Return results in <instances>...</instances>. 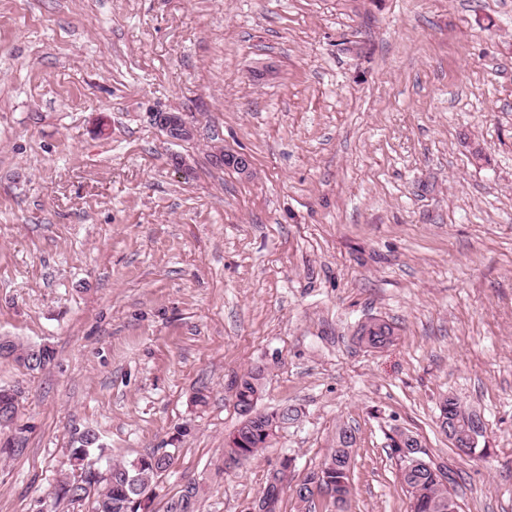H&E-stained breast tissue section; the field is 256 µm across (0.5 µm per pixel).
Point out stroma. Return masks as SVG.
Listing matches in <instances>:
<instances>
[{
    "label": "stroma",
    "mask_w": 512,
    "mask_h": 512,
    "mask_svg": "<svg viewBox=\"0 0 512 512\" xmlns=\"http://www.w3.org/2000/svg\"><path fill=\"white\" fill-rule=\"evenodd\" d=\"M372 318L392 344L354 343ZM0 336L54 351L0 359V512H73L89 427L111 464L174 452L154 512L195 480L198 512H247L341 425L350 512H408L395 428L461 512H512V0H0ZM257 366L259 410L301 415L217 471ZM448 396L487 457L441 430ZM25 346L10 337L1 336L0 359L12 360L30 372L43 370L53 360L54 352L50 347L31 348Z\"/></svg>",
    "instance_id": "35a3bbf8"
}]
</instances>
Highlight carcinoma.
<instances>
[{"mask_svg": "<svg viewBox=\"0 0 512 512\" xmlns=\"http://www.w3.org/2000/svg\"><path fill=\"white\" fill-rule=\"evenodd\" d=\"M395 327L373 318L360 325L357 341L367 348L380 349L393 342ZM54 352L48 346L27 347L10 338L0 337V359H8L30 372L43 370L53 360ZM264 370L256 367L234 380L236 407L243 417L241 425L224 438L222 470L240 467L268 447L277 432L299 417V410L286 406L272 412L250 409L259 401L264 388ZM16 391L0 387V426L7 427L18 413L14 402ZM454 415L472 421L477 415L462 407L457 400L447 398L440 405V416ZM347 426L336 429V447L330 449L322 465L310 470L303 484L332 483L349 512L351 501V469L353 448L344 447L343 432ZM390 455L400 466V479L409 494L410 512H453L458 506L448 490L445 472L438 467H411V460L401 447L398 431L389 436ZM106 448L93 429H86L74 439L69 464L72 478L63 482L55 492L58 501L65 500L72 507H88V512H149L154 489L159 479L174 464V454L152 452L127 463H115L101 469ZM200 485L188 483L182 494L167 506V512H195Z\"/></svg>", "mask_w": 512, "mask_h": 512, "instance_id": "1", "label": "carcinoma"}]
</instances>
